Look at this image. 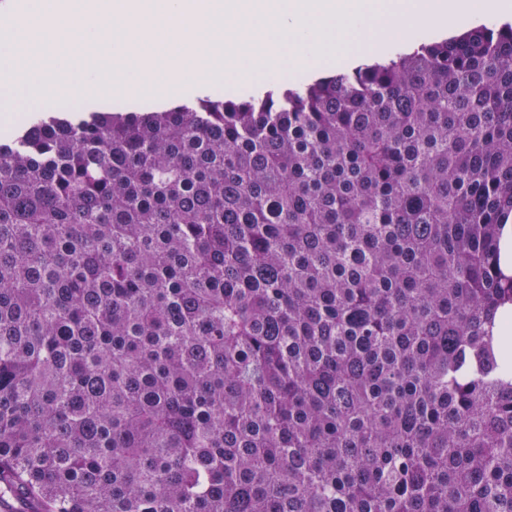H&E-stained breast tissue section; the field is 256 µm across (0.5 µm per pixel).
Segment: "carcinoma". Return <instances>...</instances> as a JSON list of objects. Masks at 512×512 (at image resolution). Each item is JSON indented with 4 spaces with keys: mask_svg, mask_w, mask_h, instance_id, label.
I'll return each mask as SVG.
<instances>
[{
    "mask_svg": "<svg viewBox=\"0 0 512 512\" xmlns=\"http://www.w3.org/2000/svg\"><path fill=\"white\" fill-rule=\"evenodd\" d=\"M512 25L0 135V490L34 512H512Z\"/></svg>",
    "mask_w": 512,
    "mask_h": 512,
    "instance_id": "cac0c4a2",
    "label": "carcinoma"
}]
</instances>
